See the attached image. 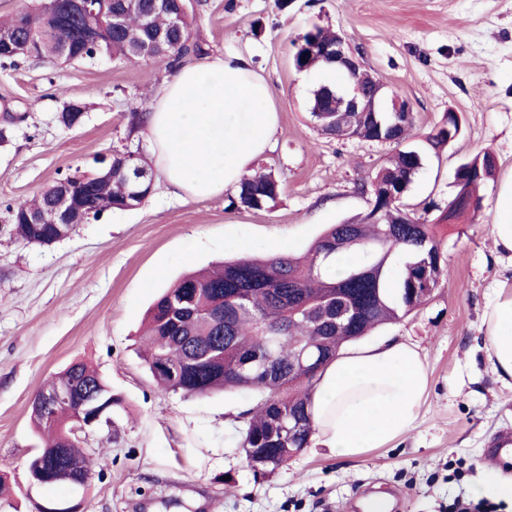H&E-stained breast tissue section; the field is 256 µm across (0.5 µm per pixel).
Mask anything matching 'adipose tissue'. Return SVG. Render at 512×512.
<instances>
[{
	"instance_id": "adipose-tissue-1",
	"label": "adipose tissue",
	"mask_w": 512,
	"mask_h": 512,
	"mask_svg": "<svg viewBox=\"0 0 512 512\" xmlns=\"http://www.w3.org/2000/svg\"><path fill=\"white\" fill-rule=\"evenodd\" d=\"M276 131L270 86L242 54L181 64L155 93L146 123L158 181L192 200L238 187ZM483 325L493 369L512 380V284L498 286ZM428 384L423 355L405 343L338 357L311 393L315 446L358 459L392 443L417 421Z\"/></svg>"
}]
</instances>
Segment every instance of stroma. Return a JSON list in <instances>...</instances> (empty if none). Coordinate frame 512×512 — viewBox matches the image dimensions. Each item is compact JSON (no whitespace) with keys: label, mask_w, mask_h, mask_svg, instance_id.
<instances>
[{"label":"stroma","mask_w":512,"mask_h":512,"mask_svg":"<svg viewBox=\"0 0 512 512\" xmlns=\"http://www.w3.org/2000/svg\"><path fill=\"white\" fill-rule=\"evenodd\" d=\"M191 36L204 59L246 54L270 85L277 131L255 162L273 170L280 193L266 209L237 206L236 190L184 202L154 183L139 208L77 225L49 246L10 238L6 204L32 199L55 179L95 170L94 158L143 144L131 110L147 111L171 72L165 62L99 56L57 65L38 59L0 65V479L11 498L0 512H36L68 499L29 483L27 460L41 445L30 400L74 361L88 362L124 399L115 424L88 440L103 449L84 493L85 512H346L368 486L401 493L399 512H442L489 480L491 438L512 429V388L489 363L482 323L495 286L512 281L491 226L512 177V0H190ZM319 25L342 36L365 69L407 100L414 126L403 144L322 134L310 116L325 78L297 70L292 41ZM85 106L69 129L65 104ZM459 113L456 140L435 149L427 133ZM423 167L403 198L436 221L445 275L428 300L358 340L416 347L429 385L414 427L360 459L305 448L270 476L254 475L239 445L257 391L184 398L160 390L137 355L154 298L185 273L228 258L304 253L328 225L370 209V176L398 149ZM490 152L495 174L480 188L477 216L445 222L457 166ZM196 237L192 256L183 243Z\"/></svg>","instance_id":"35a3bbf8"}]
</instances>
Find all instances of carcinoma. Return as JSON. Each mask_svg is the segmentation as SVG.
Segmentation results:
<instances>
[{"mask_svg": "<svg viewBox=\"0 0 512 512\" xmlns=\"http://www.w3.org/2000/svg\"><path fill=\"white\" fill-rule=\"evenodd\" d=\"M122 17H106L91 26L73 14L67 0L53 7L39 6L29 22L15 15L0 23V63L14 65L30 58H54L65 52L69 61L110 55L128 63L148 52L174 69L184 59L201 54L191 38L192 20L172 25L154 0H134ZM335 40L333 32L315 25L293 43V64L307 69L325 63L321 46ZM324 87L313 93L311 117L327 135L347 131L363 140L403 139L413 119L404 113L344 114L336 126V113L319 112ZM485 151L467 161L456 176L447 219L466 211L467 201L479 210L478 186L494 173ZM422 168L421 156L399 151L378 170L374 179L401 193ZM279 181L260 173L241 181L240 206L261 210L274 202ZM148 185L135 187L115 172L112 180L84 181L79 205L92 217L93 203L112 198L115 210L139 208ZM379 223L363 217L348 224H332L302 255L274 254L261 259L226 260L216 270L186 274L165 289L146 313L142 354L156 387L187 397H203L223 390H260L257 404L241 431L240 446L252 450V460L263 473L275 472L270 459L300 452L312 433L309 395L319 372L355 341L375 327L400 319L420 307L437 288L442 275L441 247L428 219L399 208L400 202L375 199ZM13 236L22 243L45 245L68 236L71 224L55 223L51 190L30 201L6 206ZM37 215L41 223H27ZM359 251L345 275L328 277L323 266L332 258ZM67 392L70 400L55 405L50 416L31 409L33 426L47 434L44 448L26 462V468L44 474L43 485L71 487L76 478L91 476L90 452L81 441L68 446L62 430L77 414L90 415L96 406L121 407L123 400L88 364L73 362L57 373L47 394Z\"/></svg>", "mask_w": 512, "mask_h": 512, "instance_id": "obj_1", "label": "carcinoma"}]
</instances>
